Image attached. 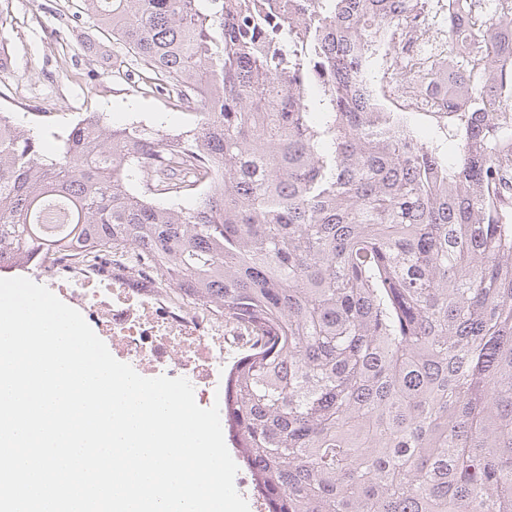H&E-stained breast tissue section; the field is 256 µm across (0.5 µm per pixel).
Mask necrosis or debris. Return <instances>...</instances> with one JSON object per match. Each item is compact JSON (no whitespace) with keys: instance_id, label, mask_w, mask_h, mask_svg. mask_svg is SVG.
I'll return each instance as SVG.
<instances>
[{"instance_id":"obj_1","label":"necrosis or debris","mask_w":512,"mask_h":512,"mask_svg":"<svg viewBox=\"0 0 512 512\" xmlns=\"http://www.w3.org/2000/svg\"><path fill=\"white\" fill-rule=\"evenodd\" d=\"M24 272L78 310L96 335L139 370L186 378L209 407L224 395V311L167 286L145 258L128 266L119 252L79 262L65 252L34 257Z\"/></svg>"}]
</instances>
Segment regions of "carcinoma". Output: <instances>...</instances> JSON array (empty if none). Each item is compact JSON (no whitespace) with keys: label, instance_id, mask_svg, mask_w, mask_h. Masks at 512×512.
Masks as SVG:
<instances>
[{"label":"carcinoma","instance_id":"carcinoma-1","mask_svg":"<svg viewBox=\"0 0 512 512\" xmlns=\"http://www.w3.org/2000/svg\"><path fill=\"white\" fill-rule=\"evenodd\" d=\"M428 2L81 0L192 120L88 112L49 150L0 112V261L148 256L264 338L224 422L268 512H512V11L448 0L481 44L436 101L450 164L369 83Z\"/></svg>","mask_w":512,"mask_h":512}]
</instances>
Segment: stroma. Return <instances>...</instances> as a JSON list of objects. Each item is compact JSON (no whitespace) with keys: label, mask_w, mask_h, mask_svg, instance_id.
I'll use <instances>...</instances> for the list:
<instances>
[{"label":"stroma","mask_w":512,"mask_h":512,"mask_svg":"<svg viewBox=\"0 0 512 512\" xmlns=\"http://www.w3.org/2000/svg\"><path fill=\"white\" fill-rule=\"evenodd\" d=\"M79 0H0V111L54 147L79 114L112 123L171 128L185 117L164 94L133 92L123 75L131 56L78 9Z\"/></svg>","instance_id":"35a3bbf8"}]
</instances>
